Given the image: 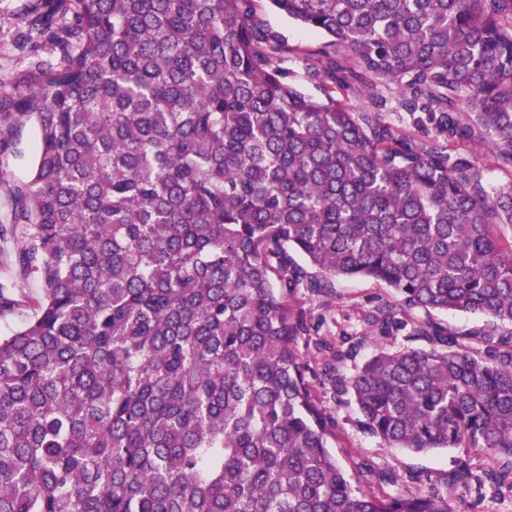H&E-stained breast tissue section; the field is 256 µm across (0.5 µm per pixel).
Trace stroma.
Wrapping results in <instances>:
<instances>
[{"label": "stroma", "instance_id": "35a3bbf8", "mask_svg": "<svg viewBox=\"0 0 512 512\" xmlns=\"http://www.w3.org/2000/svg\"><path fill=\"white\" fill-rule=\"evenodd\" d=\"M36 6L37 0H0V87L16 93L29 91L36 75V62L56 58L54 46L29 31L28 17ZM257 12L265 27L281 40L290 82L305 92L318 93V84L310 78L307 63L322 50L325 37L288 20L272 9L268 0H257ZM36 150V126L30 121L17 129L14 151L0 155V286L18 301L13 311L0 316V335L9 334L31 316L32 300L40 291L37 274L24 270L17 261L21 234L11 223V189L30 178ZM397 301L396 292L383 283L339 277L333 281L331 296L317 297L302 290L291 298L290 305L294 312L303 315L311 329L309 336L299 340L296 350L309 360L313 369L309 378L311 391L335 424L336 436L330 441L332 454L345 471L356 477L370 467L395 469L402 479L386 486L385 491L407 495L442 488L445 474L461 456L460 450L413 453L389 447L370 434L350 398L334 397L321 374L323 360L316 357L314 349L319 338L333 342L343 335L366 334L367 328L361 321L364 310ZM411 473L418 475V482L408 481Z\"/></svg>", "mask_w": 512, "mask_h": 512}]
</instances>
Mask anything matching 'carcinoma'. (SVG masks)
<instances>
[{
  "label": "carcinoma",
  "instance_id": "obj_1",
  "mask_svg": "<svg viewBox=\"0 0 512 512\" xmlns=\"http://www.w3.org/2000/svg\"><path fill=\"white\" fill-rule=\"evenodd\" d=\"M328 38L297 89L255 0H42L59 50L0 92L36 316L0 336V512H453L347 474L289 297L337 277L427 314L424 347L331 349L325 377L393 448H461L448 488L512 492V0H270ZM432 135H396L379 82ZM364 95L357 112L349 95ZM307 263L299 265L292 253ZM315 273H310L307 268ZM433 311L483 314L450 334ZM484 350L476 351L473 345Z\"/></svg>",
  "mask_w": 512,
  "mask_h": 512
}]
</instances>
